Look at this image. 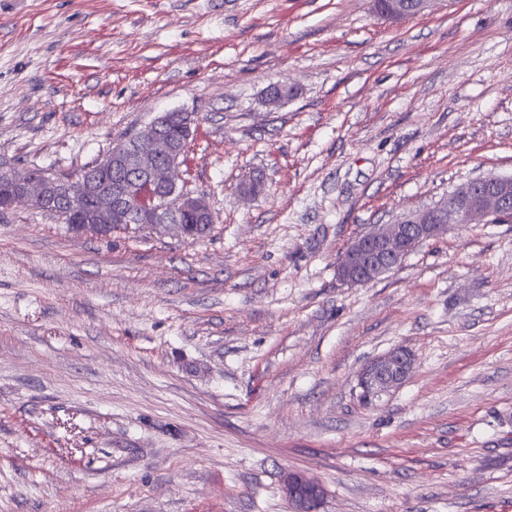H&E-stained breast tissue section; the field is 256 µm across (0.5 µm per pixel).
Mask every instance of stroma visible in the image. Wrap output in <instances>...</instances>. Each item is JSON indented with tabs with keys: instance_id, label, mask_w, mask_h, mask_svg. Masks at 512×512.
<instances>
[{
	"instance_id": "stroma-1",
	"label": "stroma",
	"mask_w": 512,
	"mask_h": 512,
	"mask_svg": "<svg viewBox=\"0 0 512 512\" xmlns=\"http://www.w3.org/2000/svg\"><path fill=\"white\" fill-rule=\"evenodd\" d=\"M176 110L207 236L0 213V512H289L292 470L321 512H512V221L337 276L512 176V0H0L1 161L73 173ZM397 345L410 376L364 404ZM510 197L512 177L475 178L439 204L357 238L337 265L338 277L351 285L369 284L423 243L447 234L449 224H487L501 218ZM413 365L409 349L397 346L367 362L357 375L360 393L377 399L398 389L407 379ZM284 492L291 512H318L325 495L324 487L302 471L288 474Z\"/></svg>"
}]
</instances>
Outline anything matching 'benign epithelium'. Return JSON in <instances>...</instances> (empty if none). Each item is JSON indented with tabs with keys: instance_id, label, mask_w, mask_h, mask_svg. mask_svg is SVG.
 <instances>
[{
	"instance_id": "7a95c632",
	"label": "benign epithelium",
	"mask_w": 512,
	"mask_h": 512,
	"mask_svg": "<svg viewBox=\"0 0 512 512\" xmlns=\"http://www.w3.org/2000/svg\"><path fill=\"white\" fill-rule=\"evenodd\" d=\"M292 95V87L277 83L269 87L265 103L276 108ZM176 120L184 142L196 132L192 112H167L153 120L135 137L121 143L113 152L85 168L75 181H51L30 174L15 164L0 162V178L8 185L0 195V211L21 203L45 211L67 205L62 217L75 233L108 236L114 224L133 222L151 230L184 236L179 216L193 212L211 224L214 215L206 199L188 190L185 178L186 150L172 147L165 135L168 124ZM119 178L112 190L98 187L106 173ZM512 203V177L487 175L458 187L448 199L425 210L414 212L396 224H386L357 238L342 255L337 274L351 285H366L397 267L423 243L448 233L450 224L491 223L502 217ZM413 365L411 351L397 346L367 362L357 375L360 393L377 399L407 379ZM284 492L291 512H319L324 487L302 471L288 474Z\"/></svg>"
}]
</instances>
